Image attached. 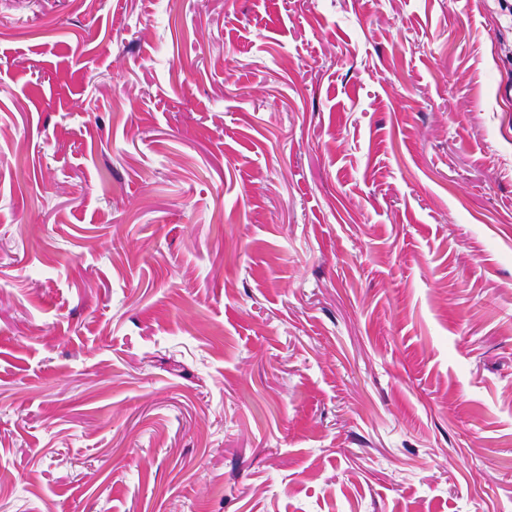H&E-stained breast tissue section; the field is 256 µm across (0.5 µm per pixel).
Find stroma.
Segmentation results:
<instances>
[{
	"instance_id": "35a3bbf8",
	"label": "stroma",
	"mask_w": 512,
	"mask_h": 512,
	"mask_svg": "<svg viewBox=\"0 0 512 512\" xmlns=\"http://www.w3.org/2000/svg\"><path fill=\"white\" fill-rule=\"evenodd\" d=\"M0 512H512V0H0Z\"/></svg>"
}]
</instances>
